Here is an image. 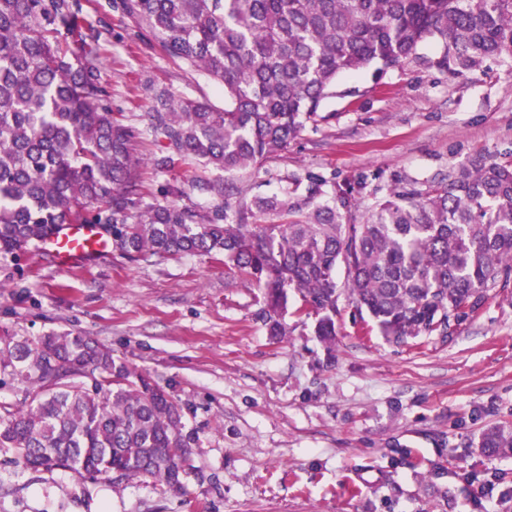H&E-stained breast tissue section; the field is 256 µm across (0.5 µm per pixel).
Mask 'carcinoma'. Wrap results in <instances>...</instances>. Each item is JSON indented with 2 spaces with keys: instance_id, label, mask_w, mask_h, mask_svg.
I'll list each match as a JSON object with an SVG mask.
<instances>
[{
  "instance_id": "1",
  "label": "carcinoma",
  "mask_w": 512,
  "mask_h": 512,
  "mask_svg": "<svg viewBox=\"0 0 512 512\" xmlns=\"http://www.w3.org/2000/svg\"><path fill=\"white\" fill-rule=\"evenodd\" d=\"M169 55L224 84V106L160 94L148 131L160 173L193 161L213 173L190 188L175 178L148 203L135 146L140 132L114 116L99 61L103 33L80 0H0V256L15 260L64 224H101L112 250L210 256L233 279L263 289L260 317L285 336L288 289L330 346L346 300L386 341L449 336L484 293L512 283V152L479 151L438 181L373 189L360 224L346 213L355 187L320 174L280 195L232 200L224 173L255 174L321 113L336 80L371 65L420 60L460 74L512 58V0H120ZM206 200L195 203L190 194ZM345 279H338L339 269ZM0 448L26 468H62L108 481L151 478L182 489L191 447L181 413L151 378L116 362L81 333L0 347ZM512 454V425L478 442Z\"/></svg>"
}]
</instances>
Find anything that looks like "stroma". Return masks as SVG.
<instances>
[{"label": "stroma", "instance_id": "stroma-1", "mask_svg": "<svg viewBox=\"0 0 512 512\" xmlns=\"http://www.w3.org/2000/svg\"><path fill=\"white\" fill-rule=\"evenodd\" d=\"M106 29L100 59L112 108L140 138L146 200L166 180L154 170L148 113L159 93L215 106L224 87L169 56L110 0H82ZM420 61L339 77L322 109L256 178L228 173V189L280 193L286 176L337 182H424L481 151H512V59L459 75ZM263 291L200 256L131 262L115 252L64 267L33 249L0 258V336L80 331L146 372L182 409L194 453L184 490L152 479L106 482L72 471L26 469L0 450V512H512V457L476 448L489 425L512 424V287L488 289L452 335L395 346L362 336L347 303L336 342L297 316L286 336L258 313Z\"/></svg>", "mask_w": 512, "mask_h": 512}]
</instances>
